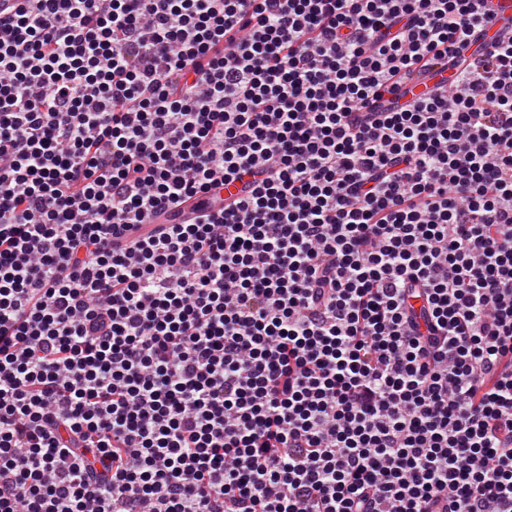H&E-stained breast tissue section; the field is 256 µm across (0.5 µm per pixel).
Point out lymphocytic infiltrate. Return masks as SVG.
I'll use <instances>...</instances> for the list:
<instances>
[{"mask_svg":"<svg viewBox=\"0 0 512 512\" xmlns=\"http://www.w3.org/2000/svg\"><path fill=\"white\" fill-rule=\"evenodd\" d=\"M486 4L0 15V512H512ZM450 75L451 73L448 71H430L427 76L402 87L401 93L403 94V98L405 100H416L420 97H424V94H426L436 83L446 82Z\"/></svg>","mask_w":512,"mask_h":512,"instance_id":"1","label":"lymphocytic infiltrate"}]
</instances>
